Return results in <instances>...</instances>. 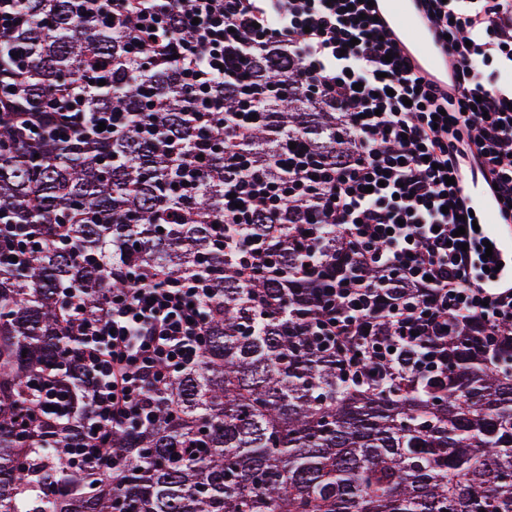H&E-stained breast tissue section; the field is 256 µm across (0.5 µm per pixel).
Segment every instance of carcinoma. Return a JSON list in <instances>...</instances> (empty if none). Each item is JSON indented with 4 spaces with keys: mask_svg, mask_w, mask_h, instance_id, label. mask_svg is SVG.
Here are the masks:
<instances>
[{
    "mask_svg": "<svg viewBox=\"0 0 512 512\" xmlns=\"http://www.w3.org/2000/svg\"><path fill=\"white\" fill-rule=\"evenodd\" d=\"M100 5L0 0L18 13L0 34V512H512V334L450 317L423 342L445 348L444 364L418 374L384 306L333 343L318 329L328 293L376 270L306 202L224 224V184L239 176L224 125L267 100L238 149L274 174L288 128L336 159L335 109L311 107L296 69L268 58L242 81L238 54L209 92L224 111L199 112L175 59L133 55L132 23H105ZM63 95L84 121L47 113ZM34 112L36 130L19 134ZM101 112L124 113L125 128L98 133ZM259 258L269 264L249 274ZM141 270L204 283L205 348L137 428L101 437L71 323ZM101 444L114 475L61 458Z\"/></svg>",
    "mask_w": 512,
    "mask_h": 512,
    "instance_id": "carcinoma-1",
    "label": "carcinoma"
}]
</instances>
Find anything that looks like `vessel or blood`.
<instances>
[{"mask_svg":"<svg viewBox=\"0 0 512 512\" xmlns=\"http://www.w3.org/2000/svg\"><path fill=\"white\" fill-rule=\"evenodd\" d=\"M374 11L422 72L445 71V55L423 27L420 14L412 10L409 0H379ZM462 195L466 211L472 212L474 221L481 225L483 236L493 246L501 264L495 284L503 286L512 280V225L505 222L495 196L478 170H471L466 176Z\"/></svg>","mask_w":512,"mask_h":512,"instance_id":"obj_1","label":"vessel or blood"}]
</instances>
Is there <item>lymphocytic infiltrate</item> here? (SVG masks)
I'll return each mask as SVG.
<instances>
[{
    "label": "lymphocytic infiltrate",
    "mask_w": 512,
    "mask_h": 512,
    "mask_svg": "<svg viewBox=\"0 0 512 512\" xmlns=\"http://www.w3.org/2000/svg\"><path fill=\"white\" fill-rule=\"evenodd\" d=\"M451 64L448 84L426 77L386 34L366 0H112L115 16L138 23L137 53L176 54L187 90L202 95L223 79L225 54L279 49L301 72L308 95L334 106L350 139L343 165L317 170L284 152L288 178L226 184L224 221L242 206L310 194L317 221L332 224L361 260L422 288L416 310L391 318L404 346L442 332L449 317L476 315L490 333L512 327V287H487L492 259L454 235L464 210L462 158L473 155L497 183L512 217V0H418ZM186 34L166 36L168 16ZM504 73L491 83L485 67ZM113 292L102 312L76 318L94 374L101 429L137 424L168 379L197 363L205 345L206 289L178 275L141 273ZM367 287L341 289L322 327L348 335Z\"/></svg>",
    "instance_id": "f902f5d3"
}]
</instances>
